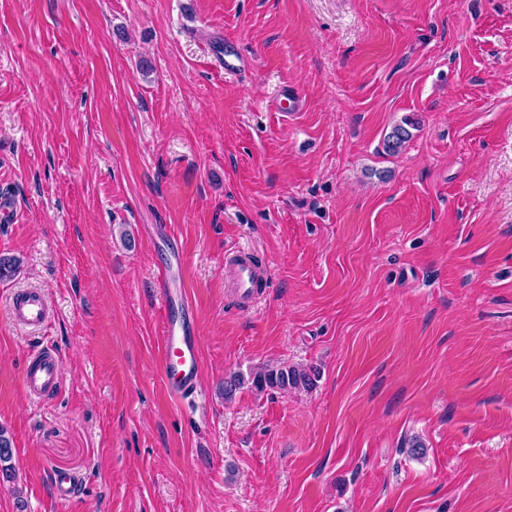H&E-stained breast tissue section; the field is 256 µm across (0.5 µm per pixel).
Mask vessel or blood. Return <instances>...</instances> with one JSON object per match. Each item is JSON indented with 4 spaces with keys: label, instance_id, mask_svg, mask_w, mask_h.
<instances>
[{
    "label": "vessel or blood",
    "instance_id": "obj_1",
    "mask_svg": "<svg viewBox=\"0 0 512 512\" xmlns=\"http://www.w3.org/2000/svg\"><path fill=\"white\" fill-rule=\"evenodd\" d=\"M233 286L240 300L253 299L262 283L247 254H240L233 268ZM159 300L165 310L162 328L159 367L168 396L183 400L194 395L200 368V335L192 308L183 291L162 287ZM11 319L30 330L41 329L49 318V306L40 289L27 288L16 292L10 301ZM27 391L39 398L55 394L60 386L59 354L49 347L33 349L23 371ZM78 479L52 475L55 499L70 503L76 496Z\"/></svg>",
    "mask_w": 512,
    "mask_h": 512
}]
</instances>
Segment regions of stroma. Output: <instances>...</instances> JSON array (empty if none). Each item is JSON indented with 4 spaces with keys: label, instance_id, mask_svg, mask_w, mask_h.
Listing matches in <instances>:
<instances>
[{
    "label": "stroma",
    "instance_id": "stroma-1",
    "mask_svg": "<svg viewBox=\"0 0 512 512\" xmlns=\"http://www.w3.org/2000/svg\"><path fill=\"white\" fill-rule=\"evenodd\" d=\"M2 193L0 512H512V0H0ZM239 248L265 271L248 308ZM176 251L186 403L158 364ZM24 288L42 331L9 319ZM266 365L320 376L224 400ZM181 272L180 258H175L165 274L159 300L165 310L162 328L159 367L168 396L183 400L194 395L200 368V335L191 305L183 290L169 288L171 270ZM9 313L14 322L36 331L47 322L49 306L40 289L27 288L12 296ZM22 378L27 391L38 398L55 394L60 386L58 352L48 346L33 349ZM79 484V480L58 475L55 473L51 474V487L55 499L61 504H68L76 497V490Z\"/></svg>",
    "mask_w": 512,
    "mask_h": 512
}]
</instances>
